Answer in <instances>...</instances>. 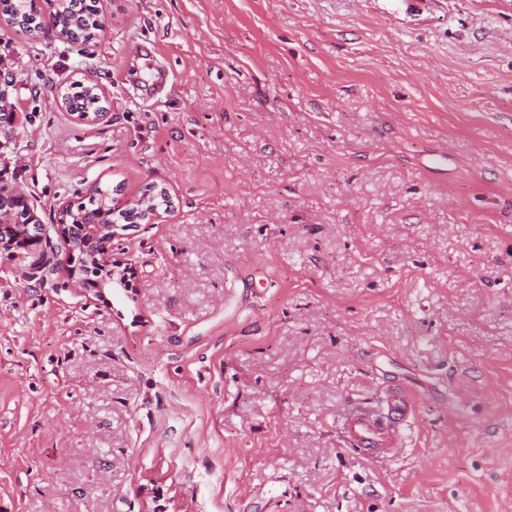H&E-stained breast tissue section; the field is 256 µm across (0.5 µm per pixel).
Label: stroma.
Returning <instances> with one entry per match:
<instances>
[{
  "instance_id": "1",
  "label": "stroma",
  "mask_w": 512,
  "mask_h": 512,
  "mask_svg": "<svg viewBox=\"0 0 512 512\" xmlns=\"http://www.w3.org/2000/svg\"><path fill=\"white\" fill-rule=\"evenodd\" d=\"M0 26V512H512V0H100ZM94 83L79 122L60 87ZM132 292L59 267L95 186ZM398 454L349 448L378 386ZM79 0L69 3H61L60 10L55 14V19L62 17V27L67 29V37L77 43H87L94 38L97 30V9L94 8L96 0ZM77 4L80 5L77 8ZM62 11V13H60ZM153 192L157 191V193L153 196H150V192L147 193L144 196H141L138 199L135 200H129L125 203L121 201L119 198L116 207L118 209L130 207L135 210V212L140 211L142 213V220L145 221L146 224H154L157 223V221L161 220L163 218V214H167L171 211L173 207V202L167 193V191L164 188H158V186H152ZM166 194V201L164 196L160 197V193ZM159 199V203L162 205L164 203V206L159 205L156 200ZM162 210V213H161ZM137 218V214L133 213L132 209H124L117 213V220H123V221H132ZM22 196L24 195L10 189H0V224H6L5 227L8 235V238L5 235V240L7 239L6 242L16 245L18 242L24 243L23 245H28L37 237H34V235L26 237L29 229L27 228L25 232H21L15 226L19 225L18 227H22V224H31L30 219L27 218V214L24 211L17 213L15 223L11 224L13 223L12 221L14 219L16 209L25 207ZM417 398L399 387L378 393V408L356 406L343 417L342 432L346 443L365 457L395 454L399 430L416 415Z\"/></svg>"
}]
</instances>
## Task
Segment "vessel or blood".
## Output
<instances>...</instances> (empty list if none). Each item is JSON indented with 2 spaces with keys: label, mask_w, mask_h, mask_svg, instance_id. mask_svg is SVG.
<instances>
[{
  "label": "vessel or blood",
  "mask_w": 512,
  "mask_h": 512,
  "mask_svg": "<svg viewBox=\"0 0 512 512\" xmlns=\"http://www.w3.org/2000/svg\"><path fill=\"white\" fill-rule=\"evenodd\" d=\"M417 399L399 387L379 392L377 407L357 406L343 417L346 443L365 457L374 459L396 453L399 430L416 415Z\"/></svg>",
  "instance_id": "1"
}]
</instances>
